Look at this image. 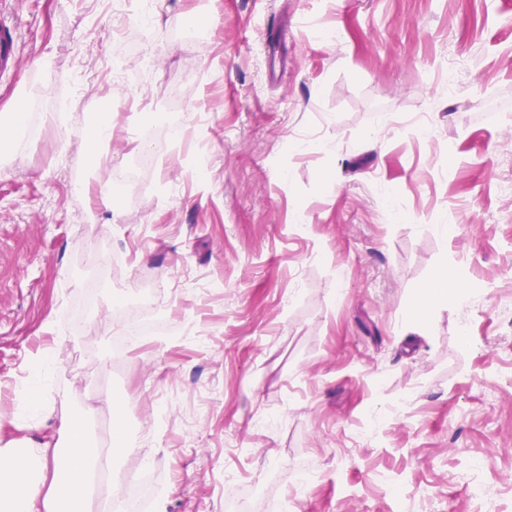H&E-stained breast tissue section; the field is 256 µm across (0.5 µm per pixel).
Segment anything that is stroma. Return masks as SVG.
Segmentation results:
<instances>
[{"mask_svg": "<svg viewBox=\"0 0 512 512\" xmlns=\"http://www.w3.org/2000/svg\"><path fill=\"white\" fill-rule=\"evenodd\" d=\"M142 10L148 29H118ZM0 28L20 62L0 71V439L119 425L159 469L153 512H401L425 488L428 512H478L463 475L486 455L512 512V0H0ZM167 113L203 153L165 144ZM149 121L166 195L114 202L103 161ZM98 249L119 263L91 304ZM444 266L479 302L416 315ZM145 280L199 335L115 358ZM34 372L24 390V397L30 406H38L44 396L51 372L50 356L44 354L36 358Z\"/></svg>", "mask_w": 512, "mask_h": 512, "instance_id": "1", "label": "stroma"}]
</instances>
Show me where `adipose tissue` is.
Segmentation results:
<instances>
[{
	"instance_id": "obj_1",
	"label": "adipose tissue",
	"mask_w": 512,
	"mask_h": 512,
	"mask_svg": "<svg viewBox=\"0 0 512 512\" xmlns=\"http://www.w3.org/2000/svg\"><path fill=\"white\" fill-rule=\"evenodd\" d=\"M61 430L67 443L26 437L0 445V512H91L98 475L131 451L115 426L102 443L86 440L73 418Z\"/></svg>"
}]
</instances>
